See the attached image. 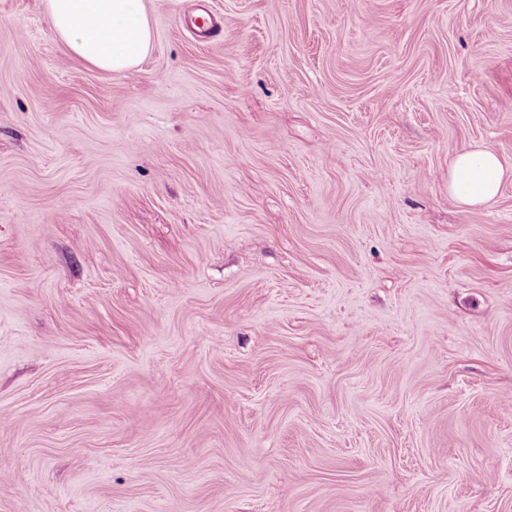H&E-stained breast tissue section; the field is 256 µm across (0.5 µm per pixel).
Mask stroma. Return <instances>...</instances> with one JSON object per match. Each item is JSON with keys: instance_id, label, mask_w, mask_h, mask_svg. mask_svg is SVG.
I'll return each mask as SVG.
<instances>
[{"instance_id": "stroma-1", "label": "stroma", "mask_w": 512, "mask_h": 512, "mask_svg": "<svg viewBox=\"0 0 512 512\" xmlns=\"http://www.w3.org/2000/svg\"><path fill=\"white\" fill-rule=\"evenodd\" d=\"M146 7L0 0V512H512V0ZM57 38L72 55L109 73L135 70L153 30L144 0H43ZM512 176L494 149H461L449 163L448 194L461 206H479L494 200L503 181Z\"/></svg>"}]
</instances>
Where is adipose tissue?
<instances>
[{"instance_id":"adipose-tissue-1","label":"adipose tissue","mask_w":512,"mask_h":512,"mask_svg":"<svg viewBox=\"0 0 512 512\" xmlns=\"http://www.w3.org/2000/svg\"><path fill=\"white\" fill-rule=\"evenodd\" d=\"M57 38L72 55L109 73L135 70L149 55L153 30L145 0H43ZM512 176L494 149H461L449 163L448 193L461 206L494 200Z\"/></svg>"}]
</instances>
